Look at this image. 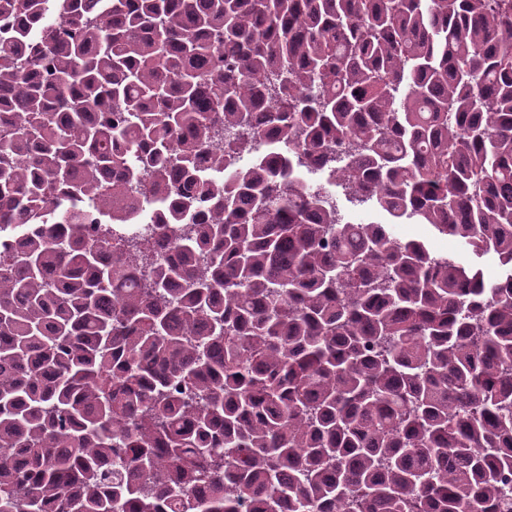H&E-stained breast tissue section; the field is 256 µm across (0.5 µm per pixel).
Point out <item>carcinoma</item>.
<instances>
[{
  "mask_svg": "<svg viewBox=\"0 0 512 512\" xmlns=\"http://www.w3.org/2000/svg\"><path fill=\"white\" fill-rule=\"evenodd\" d=\"M1 16L0 512H512V0ZM333 190H336L338 193V205L342 212L346 214L350 218V216L354 220H358L360 218L369 220V221H386L387 218L381 214L380 212L376 211L373 207H371L368 204L360 206H353L349 202L346 201L344 195L342 194L341 188H334ZM394 232L404 239L424 240L432 248H435L438 240L446 237L439 235L427 224H412V221L401 220L393 224Z\"/></svg>",
  "mask_w": 512,
  "mask_h": 512,
  "instance_id": "1",
  "label": "carcinoma"
}]
</instances>
